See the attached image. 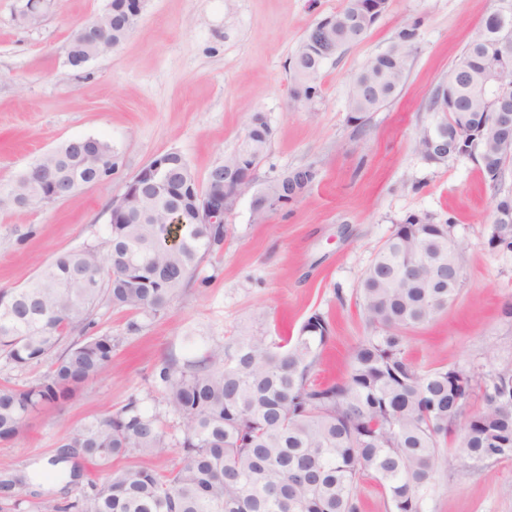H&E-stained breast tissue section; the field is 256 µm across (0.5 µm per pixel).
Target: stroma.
Here are the masks:
<instances>
[{
  "label": "stroma",
  "mask_w": 512,
  "mask_h": 512,
  "mask_svg": "<svg viewBox=\"0 0 512 512\" xmlns=\"http://www.w3.org/2000/svg\"><path fill=\"white\" fill-rule=\"evenodd\" d=\"M25 2L0 0V183L86 136L111 145L115 169L65 199L0 208V291L23 286L61 252L101 243L113 199L154 156L180 152L205 182L237 148L253 113L273 129L255 188L298 167H313L316 179L262 224L243 197L225 219L223 249L203 256L197 284L166 312L96 309L95 333L115 342L112 365L62 406L32 415L18 437L0 441V512H77L110 471L177 467L183 425L157 377L166 359L200 358L259 326L293 336L319 313L331 340L314 377L340 379L352 348L370 333L358 303L362 274L413 213L452 224L463 278L448 310L409 333V359L422 370L487 373L512 364V252L487 243L497 202L512 199V162L492 188L472 159L434 164L414 148L435 88L493 0H390L363 41L324 64L320 96L307 105L290 95L289 63L309 28L343 0H147L125 41L81 70L67 62L71 34L108 0H55L36 28L19 19ZM412 20L420 27L404 84L356 129L347 108L353 77ZM132 398L158 418L170 448L107 467L78 453L61 459L68 432ZM511 484L512 459L441 466L424 512H512Z\"/></svg>",
  "instance_id": "35a3bbf8"
}]
</instances>
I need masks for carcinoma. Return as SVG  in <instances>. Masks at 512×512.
Masks as SVG:
<instances>
[{
	"mask_svg": "<svg viewBox=\"0 0 512 512\" xmlns=\"http://www.w3.org/2000/svg\"><path fill=\"white\" fill-rule=\"evenodd\" d=\"M484 19L465 47V69L437 86L428 109L462 132L445 155L433 152L418 132L416 150L428 162L453 157L476 160L491 187L500 181L512 140V125L497 121L512 107V0ZM387 0H344L336 14L314 24L290 62L291 95L309 104L320 94L324 63L363 40L385 14ZM92 24L98 39L121 44L130 34L118 12ZM418 23L402 28L384 51L354 76L348 97L350 121L361 128L370 113L394 98L404 82ZM496 69L501 93L486 88ZM249 137L225 157L233 168L242 155L256 164L273 136L256 113ZM93 150L69 142L51 152L57 189L45 185L36 161L15 180L0 185V207H35L61 200L112 174V146L97 138ZM171 177L150 184L141 209L110 217L99 246L63 252L26 285L0 292V357L16 367L48 363L38 382L0 388V440L15 438L29 415L69 400L112 362L113 338L87 336L102 302L116 309L165 312L189 286L202 257L224 244L222 224L195 223L199 185L185 157L162 154ZM315 178L297 168L264 187L269 205L298 200ZM174 208L189 232L178 246L161 249L164 211ZM512 200L496 204L493 249L512 250ZM462 273V249L452 225L429 213L408 215L364 271L358 288L362 317L372 335L353 349L346 375L330 384L312 379L330 324L309 316L296 336L258 329L181 363L166 360L159 381L169 410L184 431L176 444L181 463L169 472L133 465L94 486L82 512H358L356 491L371 477L389 498L391 512H423V494L440 464L480 463L512 457V366L490 374L452 366L417 369L407 358V334L447 311L459 289L448 270ZM473 396L483 406L464 424L463 407ZM451 442L448 456L442 445ZM61 447L78 450L100 465L130 452L152 456L169 447L157 418L129 402L115 413L64 437Z\"/></svg>",
	"mask_w": 512,
	"mask_h": 512,
	"instance_id": "carcinoma-1",
	"label": "carcinoma"
}]
</instances>
